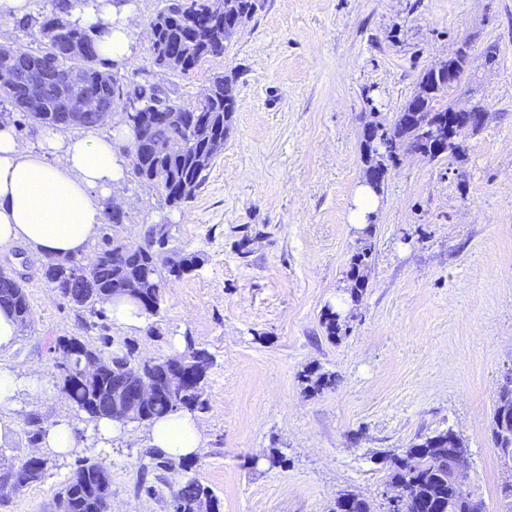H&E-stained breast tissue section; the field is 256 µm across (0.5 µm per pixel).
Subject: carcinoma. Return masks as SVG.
<instances>
[{"instance_id": "1", "label": "carcinoma", "mask_w": 512, "mask_h": 512, "mask_svg": "<svg viewBox=\"0 0 512 512\" xmlns=\"http://www.w3.org/2000/svg\"><path fill=\"white\" fill-rule=\"evenodd\" d=\"M88 0H49V9L30 13L15 20L24 31L38 34L30 45H19L12 53L0 54V71L15 69L21 55L41 58L53 65L62 77L77 69L82 73L78 92L82 95L112 98L115 91L125 95L132 111L122 113V123L113 127L114 145L119 157L127 161V172L135 180L155 190L169 208L190 202L205 184L209 166L195 163L198 154L215 159L224 149V126L231 124L238 108L233 78L220 72L208 79L198 100L188 105L174 92L155 86L146 77L125 80L117 72L120 63L103 58L98 50L95 31L79 24L69 29L62 22L70 10ZM159 7L147 20L152 35L148 50L153 68L168 75L185 76L211 58L224 55L230 40L216 38L213 32L224 27L235 12L254 15L262 8V0H224V13L212 11L211 0H158ZM448 78L440 77L429 67L418 81L413 96L394 120H374L392 145V152L382 155L377 149L363 146L367 165L392 166L400 153L420 151L429 158L440 157L430 132L423 125L436 121L448 123ZM0 104L20 114L19 127L39 126L58 132L94 131L105 127L93 117L63 120L58 103L46 99L39 108L24 106L21 90L7 85L0 88ZM171 225L151 224L137 244L119 237L96 252L89 260L53 259L44 267V278L76 311L81 328L89 333L105 328V305L113 293L129 282L136 283L139 295L134 298L149 318L160 315L167 301L166 282L175 281L197 270L203 259L196 253H184L170 246ZM372 225H367L351 259L348 293L358 301L367 287L365 270L372 255ZM0 309L11 312L21 329L31 325L33 312L29 302L27 281L10 268L0 269ZM96 345L83 336H59L52 353L59 358L74 349L109 358L106 374L91 383L72 371L55 373L56 386L67 395L85 419L95 421L112 416V392L118 386H130L137 379L163 367V359L153 366L132 359L130 345L112 348L111 338L99 337ZM186 358L191 378L168 384L155 401L146 407L139 423L151 425L156 419L178 411L195 412L204 408V384L214 365L213 356L185 337ZM492 434L502 474L499 512H512V373L505 375L494 404ZM468 458L463 439L451 429L413 443L400 453L384 457L387 477L385 485L395 488L399 501L389 497L375 504L350 490L340 491L331 512H348L346 503L354 500L357 512H486L483 501L467 486L451 480L448 470L458 459ZM48 458L28 456L0 468V477L13 476L17 491L39 482L45 475ZM184 479L171 495L170 512H198L199 503L212 501L219 512V500L212 488L191 474L193 460H180ZM105 466L94 459L76 462L56 496L64 499L67 512H98V501L112 495V480L101 482Z\"/></svg>"}]
</instances>
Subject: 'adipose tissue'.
<instances>
[{
	"mask_svg": "<svg viewBox=\"0 0 512 512\" xmlns=\"http://www.w3.org/2000/svg\"><path fill=\"white\" fill-rule=\"evenodd\" d=\"M131 6L89 0L72 11L81 25L103 23L104 58L124 60L132 39L126 26ZM126 179L112 139L89 134L66 138L44 131L39 151L24 149L12 126L0 124V246L21 243L40 257L83 253L102 222L98 198L110 196ZM149 443L162 456L181 458L201 453L203 438L190 413L154 421Z\"/></svg>",
	"mask_w": 512,
	"mask_h": 512,
	"instance_id": "obj_1",
	"label": "adipose tissue"
}]
</instances>
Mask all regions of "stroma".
<instances>
[{"label": "stroma", "mask_w": 512, "mask_h": 512, "mask_svg": "<svg viewBox=\"0 0 512 512\" xmlns=\"http://www.w3.org/2000/svg\"><path fill=\"white\" fill-rule=\"evenodd\" d=\"M156 4L138 0L127 18V77L152 67L145 32ZM466 39L473 59L454 101L489 118L458 155H405L390 167L367 286L352 301L346 274L362 228L348 216L364 182V116L391 120L421 72ZM490 42L491 68L480 58ZM217 72L234 78L239 106L202 189L171 210L127 178L116 193L124 223L101 224L89 246L115 234L138 241L165 220L174 246L204 260L168 284L154 332L107 323L137 359L174 354L187 337L213 354L194 414L204 439L194 476L220 512H329L344 489L380 499L383 452L449 428L469 450V487L497 512L492 411L512 371V0H264L223 56L173 84L191 104ZM4 261L28 278L33 322L0 351V367L37 374L42 389H22L0 415V460L32 455L33 432L62 416L78 437L50 454L40 483L0 494V512H51L82 457L110 468L114 512H170L174 474L139 466L147 426L100 439L56 385L50 344L81 335L74 311L22 246H0ZM331 309L347 319L337 337L324 324ZM310 371L334 385L308 390ZM274 449L285 466L265 464Z\"/></svg>", "instance_id": "stroma-1"}]
</instances>
